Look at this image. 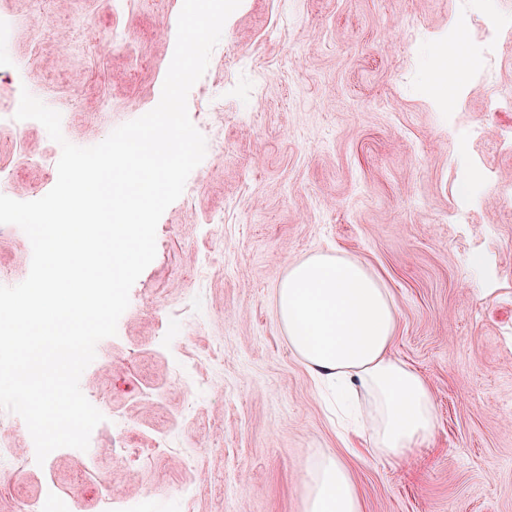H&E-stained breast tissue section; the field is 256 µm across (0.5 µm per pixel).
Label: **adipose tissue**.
I'll use <instances>...</instances> for the list:
<instances>
[{
    "mask_svg": "<svg viewBox=\"0 0 512 512\" xmlns=\"http://www.w3.org/2000/svg\"><path fill=\"white\" fill-rule=\"evenodd\" d=\"M276 305L292 353L338 405L353 409L372 454L401 463L432 439L434 397L421 375L392 356L394 302L363 262L316 254L293 264ZM304 512H362L337 456L321 455L309 467Z\"/></svg>",
    "mask_w": 512,
    "mask_h": 512,
    "instance_id": "adipose-tissue-1",
    "label": "adipose tissue"
}]
</instances>
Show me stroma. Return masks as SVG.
Segmentation results:
<instances>
[{"label": "stroma", "instance_id": "obj_1", "mask_svg": "<svg viewBox=\"0 0 512 512\" xmlns=\"http://www.w3.org/2000/svg\"><path fill=\"white\" fill-rule=\"evenodd\" d=\"M458 6L242 0L203 76L220 122L202 120L188 95L207 143L184 188L194 205L163 213L156 257L80 379L104 420L87 451L60 448L21 473L0 464V512H43L54 494L71 512H102L108 495L127 512H303L306 470L327 451L349 469L363 512H512V203L458 194L465 172L512 183V144L497 138L512 112L486 109L494 92H512V30L490 84L475 54L462 83L445 84L425 57L438 42L475 41ZM87 15L104 44L78 42ZM51 28V41L21 25L0 44V89L36 64L30 92L60 111L65 140L98 144L158 104L177 25L153 0H61ZM116 32L127 47L112 44ZM294 45L303 53L284 67ZM75 93L80 110L65 111ZM60 156L27 121L20 138H0L11 172L0 191L47 194ZM336 252L388 288L392 353L433 392L434 437L404 466L369 454L368 436L339 439L282 333L275 294L289 266ZM31 257L19 227L0 233V285L25 280Z\"/></svg>", "mask_w": 512, "mask_h": 512}]
</instances>
